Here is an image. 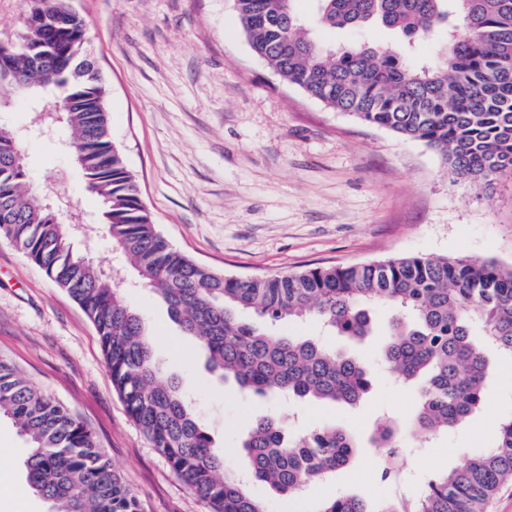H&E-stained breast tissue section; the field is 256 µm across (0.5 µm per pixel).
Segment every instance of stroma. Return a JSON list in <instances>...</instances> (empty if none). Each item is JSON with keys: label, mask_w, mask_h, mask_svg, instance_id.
I'll return each instance as SVG.
<instances>
[{"label": "stroma", "mask_w": 512, "mask_h": 512, "mask_svg": "<svg viewBox=\"0 0 512 512\" xmlns=\"http://www.w3.org/2000/svg\"><path fill=\"white\" fill-rule=\"evenodd\" d=\"M69 3L89 23L112 140L142 201L169 241L198 262L241 276L413 255L512 265V181L486 191L456 181L423 142L332 111L288 85L253 54L234 0ZM319 36L345 48L399 45L392 31L375 24L323 29ZM0 98L8 102L0 127L23 145L34 186L85 213L76 248L95 264H118V250L98 222L102 203L86 192L81 169L60 145L68 130L34 127L30 100L10 89H0ZM122 294L139 310L163 374L179 379L234 471L246 469L239 444L260 413L277 415L296 434L334 423L364 440L380 415L406 420L415 411L413 393L381 359L389 307L373 309L379 332L361 343L327 335L313 321L288 329L364 363L372 388L359 407L346 408L245 398L233 383L215 380L199 340L183 333L151 292L126 288ZM0 355L90 429L141 512H210L127 415L81 306L6 242H0ZM511 416L512 360L503 358L482 411L412 449L407 495H418L430 473L486 448ZM26 451L12 421L1 418L0 477L25 482ZM381 454L362 449L335 479L312 484L298 499L285 500L254 480L248 491L269 512H313L317 501L339 493H360L377 504L391 493L378 475Z\"/></svg>", "instance_id": "1"}]
</instances>
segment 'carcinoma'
<instances>
[{"instance_id":"obj_1","label":"carcinoma","mask_w":512,"mask_h":512,"mask_svg":"<svg viewBox=\"0 0 512 512\" xmlns=\"http://www.w3.org/2000/svg\"><path fill=\"white\" fill-rule=\"evenodd\" d=\"M295 0H235L253 51L286 82L336 112L428 145L459 181L490 188L512 177V0H314L330 28L377 23L401 37L400 50L326 46L305 29ZM68 0H34L20 41L0 44V87L23 88L47 59L56 94L43 105L72 131L71 152L86 190L103 198L112 243L137 272L141 287L162 300L182 331L198 337L210 369L250 397L294 396L356 406L370 387L359 359L313 337L273 334L284 323L315 320L338 336L361 340L370 309L395 310L384 362L416 389L407 424L434 438L467 423L481 408L493 374L490 354L512 358V265L466 256L392 257L351 266L243 277L217 272L174 247L140 199L139 186L111 139L102 77L84 70L88 23L68 14ZM446 34L440 63L414 67L415 42ZM23 155L0 130V159ZM26 164L0 167V240L17 247L65 289L93 324L112 388L151 447L211 512H268L187 403L177 381L161 376L139 312L100 266L79 255L71 227L41 205ZM251 311L261 324L244 321ZM27 443L26 481L53 512H140L137 497L112 470L92 433L62 403L38 390L0 358V417ZM371 442L386 449L380 480L397 484L404 455L402 426L375 421ZM248 473L294 498L355 461L356 438L323 425L288 436L278 419L252 420L241 442ZM512 481V416L493 444L426 478L416 498L392 496L375 507L360 495L337 494L314 512H485L499 486Z\"/></svg>"}]
</instances>
